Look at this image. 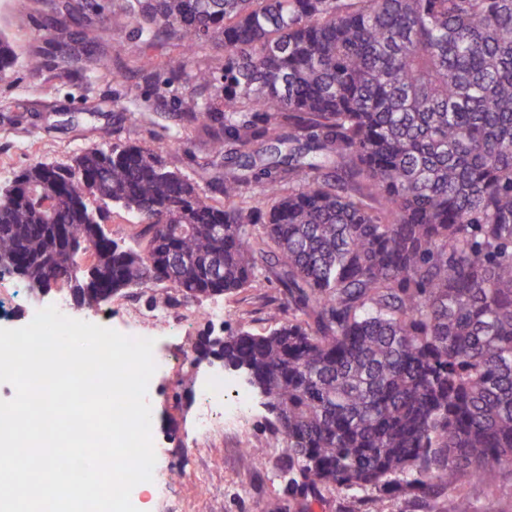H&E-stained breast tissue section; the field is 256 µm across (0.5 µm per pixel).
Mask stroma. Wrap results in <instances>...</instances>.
Returning <instances> with one entry per match:
<instances>
[{
	"instance_id": "1",
	"label": "stroma",
	"mask_w": 512,
	"mask_h": 512,
	"mask_svg": "<svg viewBox=\"0 0 512 512\" xmlns=\"http://www.w3.org/2000/svg\"><path fill=\"white\" fill-rule=\"evenodd\" d=\"M78 2L6 0L0 6V34L16 54L13 67L0 74V182L34 161L67 164L103 141L133 139L164 149L172 168L209 189L216 174L203 166L209 147L181 119L192 101V87L185 79L168 80V62L178 52L175 42L144 46L136 25L117 10L100 23L59 24L60 13ZM112 44L121 53L112 58L110 75L86 67L89 54H105ZM62 48L76 59L68 73L58 66L57 52ZM144 51L153 62L154 76L149 80L137 63ZM34 53L44 60L36 73L27 67ZM126 112L136 113V125L121 123ZM182 139L188 142L184 151L176 147ZM69 296L63 282L40 296L19 279L1 278L0 327L26 325L35 310ZM283 299L281 288L266 281L224 298V315L218 318L211 313L212 299L181 298L172 307L182 312V320L158 325L146 319L162 303L150 283L117 293L94 308H69L71 318L102 322L124 335L141 332L158 339L165 363L157 372L151 399L155 478L166 483L167 495L180 497L182 512H269L275 504L282 512H453L459 492L471 500L473 512H512V480L497 470L480 481L460 475L456 489L425 499L410 490L386 493L375 487L348 495L325 490L315 499L303 497L288 486V451L280 447L257 397L239 413L237 428L199 437L196 420L207 411L197 395L200 379L221 372L236 389L244 387L241 377L225 371L206 340L224 337L243 323L262 329L270 303ZM251 443L263 446L262 458L249 453Z\"/></svg>"
}]
</instances>
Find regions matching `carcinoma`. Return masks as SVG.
Listing matches in <instances>:
<instances>
[{
  "instance_id": "carcinoma-1",
  "label": "carcinoma",
  "mask_w": 512,
  "mask_h": 512,
  "mask_svg": "<svg viewBox=\"0 0 512 512\" xmlns=\"http://www.w3.org/2000/svg\"><path fill=\"white\" fill-rule=\"evenodd\" d=\"M144 42L224 64L186 121L220 206L164 151L99 145L0 184V277L96 307L273 276L267 328L213 341L319 495L512 477V0H120ZM144 224L143 249L103 224ZM144 224L124 209L113 207L107 224H104L105 232L121 245H133L141 248L144 240L140 237Z\"/></svg>"
}]
</instances>
